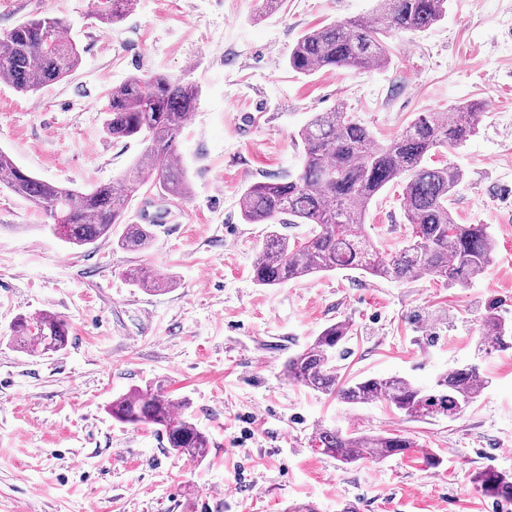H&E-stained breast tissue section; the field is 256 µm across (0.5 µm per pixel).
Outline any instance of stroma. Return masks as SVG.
<instances>
[{
	"mask_svg": "<svg viewBox=\"0 0 512 512\" xmlns=\"http://www.w3.org/2000/svg\"><path fill=\"white\" fill-rule=\"evenodd\" d=\"M376 0H137L122 22L96 21L112 0H0V37L33 17H62L81 55L70 76L34 93L0 81V150L36 177L73 189L111 180L141 154L104 130L112 86L168 72L201 96L179 139L192 199L141 189L127 220L149 224L148 248L115 240L73 249L47 218L0 188V512H512L476 492L489 466L512 473V350L478 359L487 314L512 322V0H449L439 23L390 37L380 70H289L307 31L369 14ZM487 104L464 146L438 153L466 173L451 198L463 224L489 225L495 260L466 285L429 276L391 282L337 270L275 287L252 264L269 227L240 217L250 184L300 169L294 135L344 104L384 142L421 112ZM398 188L372 203L366 229L386 254L408 229ZM146 266L177 282L150 294L126 277ZM51 312L65 349H19L11 326ZM353 332L343 379L401 376L427 386L481 361L490 383L456 419L416 420L376 402L352 407L290 382L285 363L330 323ZM162 386L187 400L210 440L200 462L170 453L153 429L112 418L116 397ZM400 431L412 453L343 465L311 446L319 426ZM437 453L428 469L421 458Z\"/></svg>",
	"mask_w": 512,
	"mask_h": 512,
	"instance_id": "stroma-1",
	"label": "stroma"
}]
</instances>
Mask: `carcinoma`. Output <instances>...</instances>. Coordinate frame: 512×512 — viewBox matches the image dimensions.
Listing matches in <instances>:
<instances>
[{
  "label": "carcinoma",
  "instance_id": "obj_1",
  "mask_svg": "<svg viewBox=\"0 0 512 512\" xmlns=\"http://www.w3.org/2000/svg\"><path fill=\"white\" fill-rule=\"evenodd\" d=\"M136 0H112V14L98 21L111 25L131 12ZM448 0H378L366 17L338 21L302 35L288 54V68L299 75L342 67L379 69L390 60L386 38L413 34L440 22ZM62 17L27 20L0 39V77L19 92H33L55 83L80 65V52L68 37ZM200 97L198 86L182 77L156 72L132 75L112 87L104 106L106 133L115 140L143 144L139 157L107 183L78 191L41 180L24 171L0 150V186L31 204L50 221L52 232L72 248L93 245L124 225L117 245L145 249L153 232L143 224L126 223L128 202L142 188L159 196L187 201L192 189L184 167L175 161L177 140ZM484 105L472 101L444 112H422L384 144L341 104L315 113L295 137L303 161L295 176L254 182L243 192L241 216L247 224H268L252 266L255 282L274 287L336 269L362 271L373 277L403 282L428 275L444 283L465 285L481 276L494 261L495 241L486 224H460L448 206L464 183V171L451 162L428 163L442 149L455 148L479 132ZM402 186L403 217L409 240L385 256L365 229L369 207L389 186ZM280 224H312L302 241L280 232ZM133 284L147 292H163L173 278H158L147 267L128 272ZM486 337L478 354L487 357L512 348V326L489 314ZM13 339L21 348L57 352L68 343V326L60 317L41 313L20 317ZM352 334L340 320L326 326L300 352L288 358V379L314 392L331 394L351 406L383 401L413 419L457 418L488 387L477 362L438 375L430 387L398 377L345 382L336 353ZM188 402L176 401L162 389H133L112 400V417L143 425L166 438L177 455L203 460L209 442L192 417ZM314 449L344 464L382 461L415 448L404 434H344L322 427L312 439ZM475 491L512 503V474L485 468L472 478Z\"/></svg>",
  "mask_w": 512,
  "mask_h": 512
}]
</instances>
